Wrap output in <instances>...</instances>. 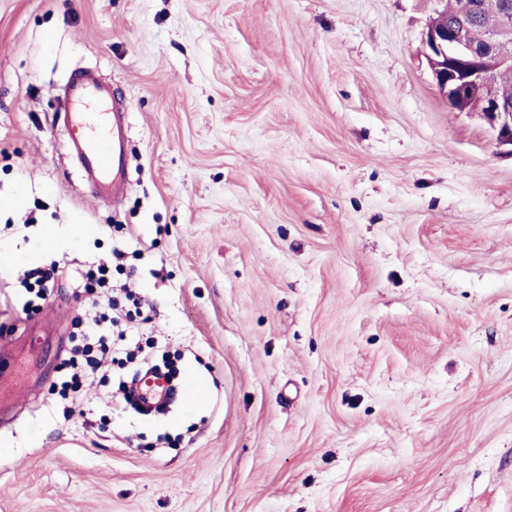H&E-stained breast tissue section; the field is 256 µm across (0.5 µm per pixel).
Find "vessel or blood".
Returning a JSON list of instances; mask_svg holds the SVG:
<instances>
[{
    "label": "vessel or blood",
    "mask_w": 512,
    "mask_h": 512,
    "mask_svg": "<svg viewBox=\"0 0 512 512\" xmlns=\"http://www.w3.org/2000/svg\"><path fill=\"white\" fill-rule=\"evenodd\" d=\"M54 120L69 132L68 151L79 165L82 185L97 199L112 202L129 188L126 115L116 106L115 92L90 69L72 74ZM133 389L145 411L168 401L166 382L158 376L137 380Z\"/></svg>",
    "instance_id": "obj_1"
}]
</instances>
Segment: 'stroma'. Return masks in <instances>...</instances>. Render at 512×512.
<instances>
[{
	"instance_id": "obj_1",
	"label": "stroma",
	"mask_w": 512,
	"mask_h": 512,
	"mask_svg": "<svg viewBox=\"0 0 512 512\" xmlns=\"http://www.w3.org/2000/svg\"><path fill=\"white\" fill-rule=\"evenodd\" d=\"M441 0H0V512H512V147L425 57ZM92 68L132 185L79 193L52 125ZM128 258L165 415L69 401L80 270ZM23 376L11 372L14 358ZM59 265L52 262L49 266H37L23 271L17 277V287L22 288L27 301L24 308L39 307L36 301L46 302L55 288L54 273Z\"/></svg>"
}]
</instances>
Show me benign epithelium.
Returning a JSON list of instances; mask_svg holds the SVG:
<instances>
[{
  "label": "benign epithelium",
  "instance_id": "7a95c632",
  "mask_svg": "<svg viewBox=\"0 0 512 512\" xmlns=\"http://www.w3.org/2000/svg\"><path fill=\"white\" fill-rule=\"evenodd\" d=\"M495 14L500 24L480 40L471 36L474 18ZM426 58L439 92L454 112L477 110L512 146V98L501 94L498 74L512 68V0H460L453 20L436 12L426 33Z\"/></svg>",
  "mask_w": 512,
  "mask_h": 512
}]
</instances>
